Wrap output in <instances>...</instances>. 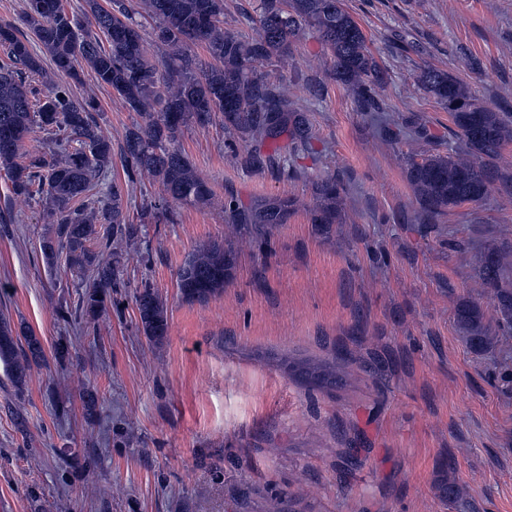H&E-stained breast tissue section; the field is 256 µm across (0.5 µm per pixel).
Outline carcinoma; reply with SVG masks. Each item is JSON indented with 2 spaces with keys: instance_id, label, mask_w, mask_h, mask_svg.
<instances>
[{
  "instance_id": "carcinoma-1",
  "label": "carcinoma",
  "mask_w": 512,
  "mask_h": 512,
  "mask_svg": "<svg viewBox=\"0 0 512 512\" xmlns=\"http://www.w3.org/2000/svg\"><path fill=\"white\" fill-rule=\"evenodd\" d=\"M145 16L153 20L152 39L123 0H86L78 16L62 0H26L21 17L25 30L0 25V47L8 62L0 64V169L13 193L45 201L52 229L39 240L45 266L64 262L68 272L85 283L81 313L91 322L112 302L118 287L123 244L134 237L124 211L123 189L113 183L103 198L89 199L96 179L112 167V140L101 129L94 102L72 96L69 82L80 78L87 65L96 81L108 86L143 123L125 135L121 158L128 182L146 173L161 187L152 205L168 210L172 203L207 204L213 191L176 148L191 123L209 124L221 114L224 129L250 138L276 139L288 133L291 151L307 148L311 126L293 98L291 84L269 81L256 64L288 59L305 30H314L331 52L334 76L364 112H382L378 89L384 76L367 45L358 22L343 0H256L253 7L257 38L245 42L224 31V0H146ZM205 46L210 62L186 53L188 44ZM165 50L167 60L156 65L151 45ZM53 64L43 67L42 54ZM50 78L54 86L41 97L29 78ZM421 89L448 111L455 127L454 147L448 153L429 151L408 158L406 175L417 203L415 220L434 224L447 211L464 203L485 200L494 189L509 192L512 172L498 160L512 143V113L497 112L474 96L467 84L450 73L425 68L418 75ZM41 131L57 150L26 152V142ZM345 189L330 178L315 184L316 204L310 221L321 234L338 223ZM298 208L290 197L269 196L245 207L236 200L224 203L227 221L251 229L266 246L271 232L287 223ZM100 238L108 255L91 249ZM232 242L207 241L197 246L177 273L183 299L205 302L224 291L233 277ZM482 296L496 313L499 325L512 326V248L493 243L484 252L476 273ZM139 324L148 341L163 343L168 332L165 303L149 284L135 289ZM454 319L467 343L486 347L491 321L481 304L463 298ZM46 362L41 339L30 328L15 330L0 317V363L21 391L34 365ZM303 383L336 389L345 377L336 364L306 362L295 368Z\"/></svg>"
}]
</instances>
